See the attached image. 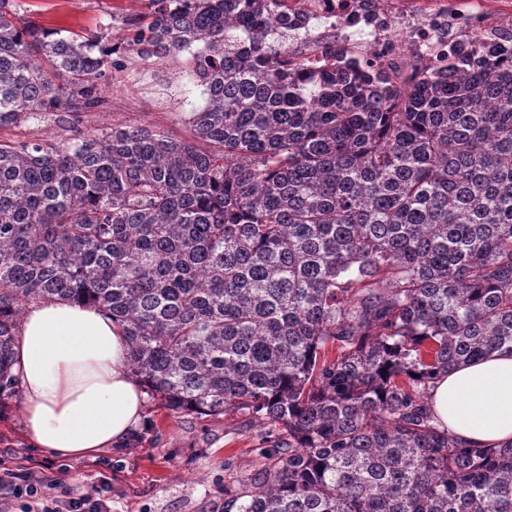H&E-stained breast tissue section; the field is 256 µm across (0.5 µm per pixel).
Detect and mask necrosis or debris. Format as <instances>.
Segmentation results:
<instances>
[{
  "label": "necrosis or debris",
  "instance_id": "obj_1",
  "mask_svg": "<svg viewBox=\"0 0 512 512\" xmlns=\"http://www.w3.org/2000/svg\"><path fill=\"white\" fill-rule=\"evenodd\" d=\"M304 37L344 46L360 41L373 65L448 64V49L499 43L512 25L482 10V0H294Z\"/></svg>",
  "mask_w": 512,
  "mask_h": 512
}]
</instances>
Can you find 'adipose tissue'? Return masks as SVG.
Returning a JSON list of instances; mask_svg holds the SVG:
<instances>
[{
    "instance_id": "adipose-tissue-1",
    "label": "adipose tissue",
    "mask_w": 512,
    "mask_h": 512,
    "mask_svg": "<svg viewBox=\"0 0 512 512\" xmlns=\"http://www.w3.org/2000/svg\"><path fill=\"white\" fill-rule=\"evenodd\" d=\"M127 353L120 328L103 311L57 299L27 312L13 372L35 447L81 459L127 439L144 417V393ZM431 406L439 428L470 446L512 442V352L442 376Z\"/></svg>"
}]
</instances>
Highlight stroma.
I'll list each match as a JSON object with an SVG mask.
<instances>
[{"label": "stroma", "mask_w": 512, "mask_h": 512, "mask_svg": "<svg viewBox=\"0 0 512 512\" xmlns=\"http://www.w3.org/2000/svg\"><path fill=\"white\" fill-rule=\"evenodd\" d=\"M24 18L59 31L95 30L141 10L140 0H21ZM103 103L90 112H57L41 122L8 128V135L50 139L112 126L152 127L178 139L189 135L191 112L203 104L189 83L182 61L165 59L128 75H117L101 91ZM135 448H106L75 461L33 447L25 434L21 398L0 407V472L11 470L47 477L74 493L112 479V512H224L244 476L261 464L266 428L240 415L220 418L145 409Z\"/></svg>", "instance_id": "1"}]
</instances>
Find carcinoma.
<instances>
[{"label":"carcinoma","mask_w":512,"mask_h":512,"mask_svg":"<svg viewBox=\"0 0 512 512\" xmlns=\"http://www.w3.org/2000/svg\"><path fill=\"white\" fill-rule=\"evenodd\" d=\"M61 36L0 0V129L185 57L190 137L0 135V402L25 305L103 310L153 404L279 429L225 512H512V445L435 424L512 352V43L398 80L282 36L290 0H147Z\"/></svg>","instance_id":"obj_1"}]
</instances>
